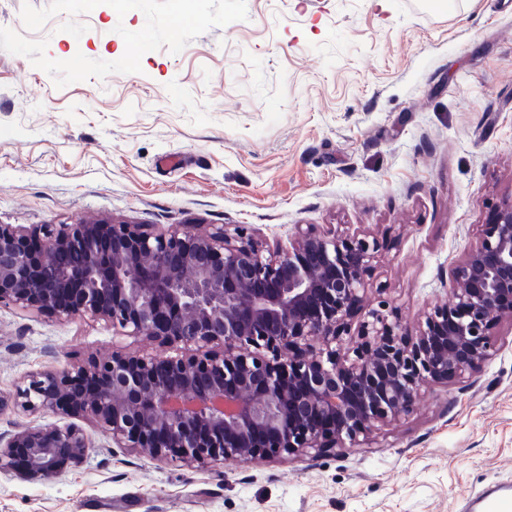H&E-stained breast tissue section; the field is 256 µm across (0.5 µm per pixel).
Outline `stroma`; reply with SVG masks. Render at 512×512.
Here are the masks:
<instances>
[{"instance_id":"1","label":"stroma","mask_w":512,"mask_h":512,"mask_svg":"<svg viewBox=\"0 0 512 512\" xmlns=\"http://www.w3.org/2000/svg\"><path fill=\"white\" fill-rule=\"evenodd\" d=\"M512 197V0H0V224L105 219L377 238L367 302L408 333ZM370 446L158 462L93 422L82 464L0 473V512H461L512 484V318ZM149 353L105 322L0 305V394Z\"/></svg>"}]
</instances>
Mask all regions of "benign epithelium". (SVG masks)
Segmentation results:
<instances>
[{
    "mask_svg": "<svg viewBox=\"0 0 512 512\" xmlns=\"http://www.w3.org/2000/svg\"><path fill=\"white\" fill-rule=\"evenodd\" d=\"M379 249L313 224L274 255L222 227L0 224V304L103 321L161 351L29 375L13 404L66 423L0 436V472L49 479L79 464L90 441L77 419L120 448L201 467L368 444L422 387L492 356L495 316L512 317V197L414 336L364 310Z\"/></svg>",
    "mask_w": 512,
    "mask_h": 512,
    "instance_id": "obj_1",
    "label": "benign epithelium"
}]
</instances>
